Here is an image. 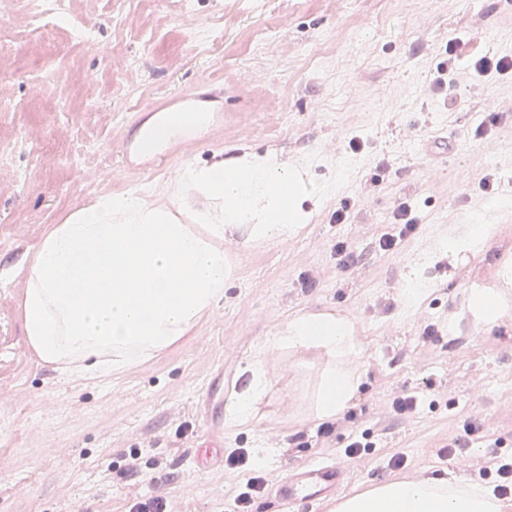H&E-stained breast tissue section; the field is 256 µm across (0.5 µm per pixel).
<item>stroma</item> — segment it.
<instances>
[{"label":"stroma","mask_w":512,"mask_h":512,"mask_svg":"<svg viewBox=\"0 0 512 512\" xmlns=\"http://www.w3.org/2000/svg\"><path fill=\"white\" fill-rule=\"evenodd\" d=\"M52 19L60 36L46 46L29 44L23 16L4 30L14 44L0 55V92L11 101L0 112V269L88 200L143 190L164 203L186 164L219 154L299 163L331 191L304 202L310 219L287 238L243 247L230 233L236 275L223 304L109 381L72 380L42 363L25 336L22 278L1 279L0 512H127L157 489L176 512H230L245 480L222 463L232 449H249L272 486L289 466L339 460L345 436L317 435L319 377L332 362L317 347L269 353L249 423L225 422L219 435L205 423L247 388L265 340L304 311L351 323L350 365L362 382L349 405L365 420L428 377L457 402L393 422L343 494L393 479L475 484L465 463L437 455L465 415L484 419L512 458V312L479 321L467 307L470 287L494 283L498 255L512 254V125L489 141L471 137L486 103L512 101V78L430 85L451 37L466 39L463 70L486 54L512 55V0H65ZM205 78L206 134L156 163L123 160L150 103ZM352 135L365 142L356 153L345 147ZM381 160L391 176L362 195ZM488 174L493 197L478 188ZM409 194L416 234L395 251L370 250ZM344 200L350 223H330ZM474 224L497 227L481 262L437 250L440 237ZM340 240L363 250L359 266L338 265ZM415 275L428 288L408 308L402 293ZM431 322L446 333L426 344ZM397 452L405 471L386 467Z\"/></svg>","instance_id":"35a3bbf8"}]
</instances>
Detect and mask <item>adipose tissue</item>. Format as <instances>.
I'll use <instances>...</instances> for the list:
<instances>
[{
    "instance_id": "adipose-tissue-1",
    "label": "adipose tissue",
    "mask_w": 512,
    "mask_h": 512,
    "mask_svg": "<svg viewBox=\"0 0 512 512\" xmlns=\"http://www.w3.org/2000/svg\"><path fill=\"white\" fill-rule=\"evenodd\" d=\"M324 187L299 167L246 153L184 167L162 205L135 193L105 194L52 225L25 267L21 314L29 344L73 379L103 380L165 351L224 299L235 269L224 235L247 245L287 237L303 224L304 201ZM316 346L334 362L319 380L315 415L335 417L360 374L352 327L333 313L303 312L270 337L248 365L251 381L229 407L244 424L266 385L268 350ZM336 512H512L492 490L440 492L436 482L387 481L349 495Z\"/></svg>"
}]
</instances>
